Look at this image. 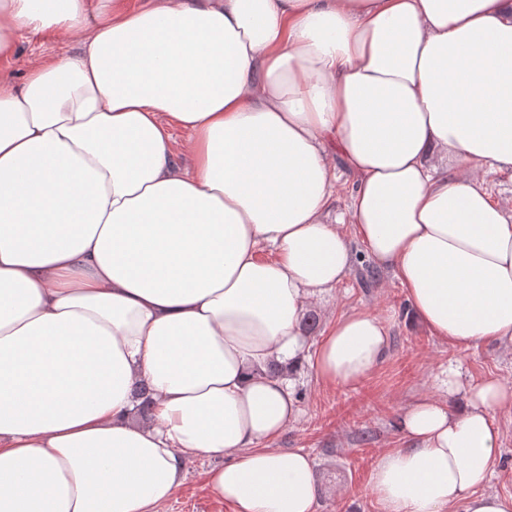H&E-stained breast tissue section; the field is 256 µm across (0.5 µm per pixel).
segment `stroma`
I'll return each instance as SVG.
<instances>
[{"instance_id": "1", "label": "stroma", "mask_w": 512, "mask_h": 512, "mask_svg": "<svg viewBox=\"0 0 512 512\" xmlns=\"http://www.w3.org/2000/svg\"><path fill=\"white\" fill-rule=\"evenodd\" d=\"M356 262L348 279L322 302L321 323L341 313L367 310L389 329L386 359L352 385L328 387L310 366L295 373L300 412L275 440V447L301 449L315 463L320 488L316 512H380L370 477L380 455L405 447L395 422L418 398L439 395L438 378L448 365L460 366L465 378H498L512 386V352L492 343L451 347L439 342L411 315L405 292L393 275L378 267L360 241H353ZM502 454L489 482V492L512 495V414L497 415ZM209 459L186 463L182 484L164 512H231L205 480Z\"/></svg>"}]
</instances>
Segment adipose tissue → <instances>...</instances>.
<instances>
[{"label": "adipose tissue", "instance_id": "1", "mask_svg": "<svg viewBox=\"0 0 512 512\" xmlns=\"http://www.w3.org/2000/svg\"><path fill=\"white\" fill-rule=\"evenodd\" d=\"M25 32L62 49L0 81V512H162L193 457L232 512H315L312 457L273 445L293 375L389 349L367 310L305 336L346 224L441 342L512 348V207L483 185L512 170V0H0V59ZM440 390L397 417L381 512H512L484 490L512 388Z\"/></svg>", "mask_w": 512, "mask_h": 512}]
</instances>
